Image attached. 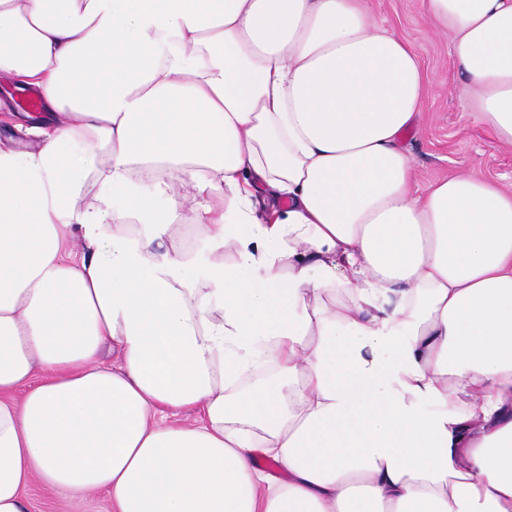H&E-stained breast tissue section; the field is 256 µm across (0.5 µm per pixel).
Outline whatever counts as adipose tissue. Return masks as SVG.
Segmentation results:
<instances>
[{"instance_id":"obj_1","label":"adipose tissue","mask_w":512,"mask_h":512,"mask_svg":"<svg viewBox=\"0 0 512 512\" xmlns=\"http://www.w3.org/2000/svg\"><path fill=\"white\" fill-rule=\"evenodd\" d=\"M422 2L512 146V0ZM0 79V512H512V193L361 0H0ZM12 90H15L13 86ZM13 91L7 90L0 95V142H14L19 145L34 143L35 139L32 136L16 127V124L20 122L16 114H19V112L24 111L26 108L17 105V97L11 98ZM29 512H112V502L105 493L92 492L79 501L66 493L43 485L32 478L24 490Z\"/></svg>"}]
</instances>
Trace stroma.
<instances>
[{
	"mask_svg": "<svg viewBox=\"0 0 512 512\" xmlns=\"http://www.w3.org/2000/svg\"><path fill=\"white\" fill-rule=\"evenodd\" d=\"M363 6L412 45L427 77L421 114L404 140L413 158L418 189L460 173L477 172L512 192V147L472 121L475 99L459 82L447 35L427 23L422 0H363ZM24 497L28 512H112L105 493L92 492L76 501L35 478L25 488Z\"/></svg>",
	"mask_w": 512,
	"mask_h": 512,
	"instance_id": "obj_1",
	"label": "stroma"
}]
</instances>
